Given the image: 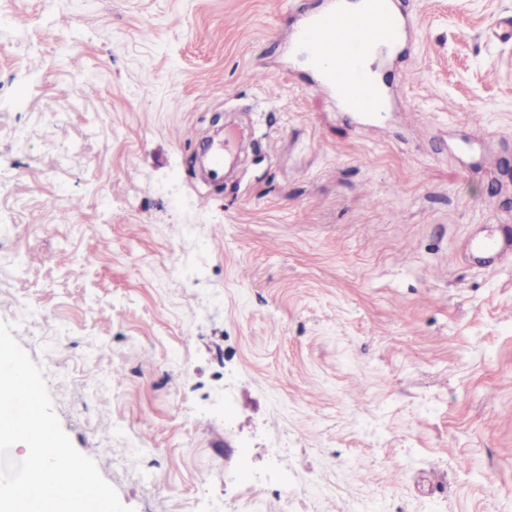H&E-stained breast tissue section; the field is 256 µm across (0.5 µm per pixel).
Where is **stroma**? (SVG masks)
Instances as JSON below:
<instances>
[{
	"mask_svg": "<svg viewBox=\"0 0 512 512\" xmlns=\"http://www.w3.org/2000/svg\"><path fill=\"white\" fill-rule=\"evenodd\" d=\"M397 2L378 121L323 0H0V321L135 512H512V0ZM326 1L325 11L308 13L289 31V44L303 54L316 74L315 88L330 91L343 111L381 116L389 104L376 78L375 59L405 42V17L394 0H363V11L354 18L344 15V0ZM354 52L366 60L357 83L348 82L344 73L345 62ZM470 250L485 263H500L512 257V234L490 235L470 242Z\"/></svg>",
	"mask_w": 512,
	"mask_h": 512,
	"instance_id": "stroma-1",
	"label": "stroma"
}]
</instances>
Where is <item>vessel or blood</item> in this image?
Listing matches in <instances>:
<instances>
[{
  "label": "vessel or blood",
  "instance_id": "vessel-or-blood-1",
  "mask_svg": "<svg viewBox=\"0 0 512 512\" xmlns=\"http://www.w3.org/2000/svg\"><path fill=\"white\" fill-rule=\"evenodd\" d=\"M360 15L349 18L343 0H328L325 11L307 14L288 34L316 75V88L331 92L343 111L379 115L389 108L376 78L377 57L394 52L407 38V23L395 0H363ZM366 60L359 82H348L344 65L352 53ZM470 250L485 263L512 258V234L473 239Z\"/></svg>",
  "mask_w": 512,
  "mask_h": 512
}]
</instances>
